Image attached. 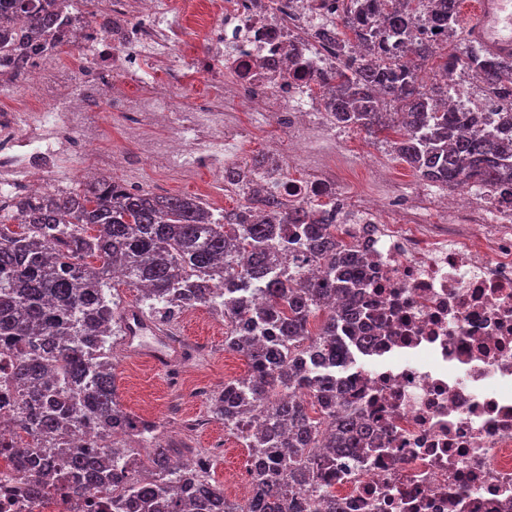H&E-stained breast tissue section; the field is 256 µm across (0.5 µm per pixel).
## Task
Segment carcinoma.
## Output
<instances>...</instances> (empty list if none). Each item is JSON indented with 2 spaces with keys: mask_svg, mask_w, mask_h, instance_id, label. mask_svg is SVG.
I'll list each match as a JSON object with an SVG mask.
<instances>
[{
  "mask_svg": "<svg viewBox=\"0 0 512 512\" xmlns=\"http://www.w3.org/2000/svg\"><path fill=\"white\" fill-rule=\"evenodd\" d=\"M435 4V16L461 34V0ZM71 0H0V55L29 48L64 29ZM350 14L376 18L413 57L396 64L377 49L349 56L321 76L336 124L370 135L394 133L396 155L421 178L441 187L479 184L493 191L512 183V112L483 120L475 112L441 105L448 84L422 82L434 50L418 40L412 0H347ZM368 29L349 17L322 25L316 37L336 44ZM458 64L493 96L512 104V59L470 45L445 57L444 73ZM254 158L224 169V181L246 193L249 207L216 220L197 197L129 191L100 177L66 191L16 197L0 207V350L12 355L24 389L17 423L39 436L71 425L134 437L151 447L147 460L116 443L91 450L58 448L63 480L92 491L112 489V512H342L327 488L336 471L359 463L358 442L369 428L346 401L331 371L347 355L344 338L356 313L359 257L337 236L320 204L290 207ZM289 231L303 246L297 257L322 270L296 287L270 275L279 261L276 237ZM224 280L216 297L200 286ZM264 281L265 304L236 283ZM140 292L150 317L161 302L186 309L205 306L228 323L224 348L249 364L246 376L224 383L211 398L212 418L247 450L256 484L244 502L230 499L203 457L168 468L170 449L157 425L123 411L116 400L107 331L118 315L116 286Z\"/></svg>",
  "mask_w": 512,
  "mask_h": 512,
  "instance_id": "1",
  "label": "carcinoma"
}]
</instances>
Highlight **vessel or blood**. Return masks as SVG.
I'll return each instance as SVG.
<instances>
[{
	"instance_id": "b4317fda",
	"label": "vessel or blood",
	"mask_w": 512,
	"mask_h": 512,
	"mask_svg": "<svg viewBox=\"0 0 512 512\" xmlns=\"http://www.w3.org/2000/svg\"><path fill=\"white\" fill-rule=\"evenodd\" d=\"M464 33L484 50L512 58V0H475L465 17ZM166 336V329L158 325L137 322L129 332L127 348L160 369L172 358Z\"/></svg>"
}]
</instances>
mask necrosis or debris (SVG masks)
I'll return each mask as SVG.
<instances>
[{"mask_svg": "<svg viewBox=\"0 0 512 512\" xmlns=\"http://www.w3.org/2000/svg\"><path fill=\"white\" fill-rule=\"evenodd\" d=\"M336 0H78L82 62L35 57L0 114V204L27 193L36 173L65 189L93 154L122 164L129 185L151 171L180 182L199 173L224 190L237 162L238 121L288 133L278 193L335 211L341 238L363 257L358 326L335 368L374 437L362 462L329 491L344 512H512V206L469 186L430 219L421 197L387 189L353 205L330 161L339 129L319 74L342 53L306 41L335 20ZM117 27L100 29L101 15ZM448 109L501 112L471 74L449 73ZM134 133L129 152L100 149L95 115ZM12 360L0 352V512H112V493L75 492L43 479L30 438L16 426Z\"/></svg>", "mask_w": 512, "mask_h": 512, "instance_id": "necrosis-or-debris-1", "label": "necrosis or debris"}]
</instances>
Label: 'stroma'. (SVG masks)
<instances>
[{"instance_id":"obj_1","label":"stroma","mask_w":512,"mask_h":512,"mask_svg":"<svg viewBox=\"0 0 512 512\" xmlns=\"http://www.w3.org/2000/svg\"><path fill=\"white\" fill-rule=\"evenodd\" d=\"M380 166L388 170L393 190L410 189L429 198L441 193L391 152L384 136L343 129L336 153L341 189L359 200L376 195L381 188L376 176ZM171 326L198 348L196 358L185 369L184 391L168 388L164 372L130 355L123 348L122 337L116 336L112 339V355L118 402L125 411L159 424L162 441L173 442L187 452H199L214 434H223L224 457L215 463L213 477L217 482H227L244 473L247 451L235 435L225 432L223 424L211 420L209 400L225 382L246 374L247 361L225 350V327L207 308L188 310Z\"/></svg>"}]
</instances>
